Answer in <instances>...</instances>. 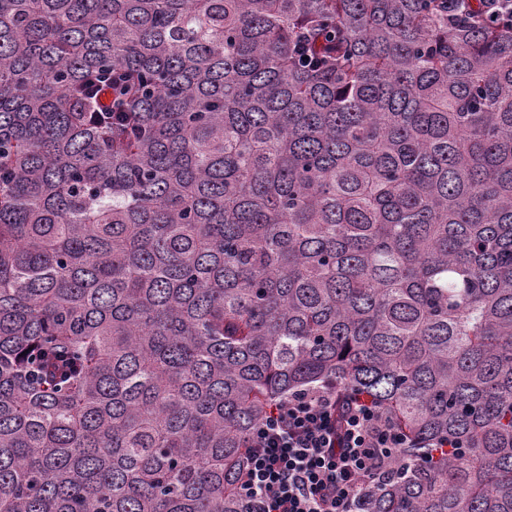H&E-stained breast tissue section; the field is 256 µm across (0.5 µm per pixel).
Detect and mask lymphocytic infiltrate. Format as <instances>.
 <instances>
[{
    "mask_svg": "<svg viewBox=\"0 0 512 512\" xmlns=\"http://www.w3.org/2000/svg\"><path fill=\"white\" fill-rule=\"evenodd\" d=\"M402 446L375 406L340 403L335 387L289 395L249 436L242 512H353Z\"/></svg>",
    "mask_w": 512,
    "mask_h": 512,
    "instance_id": "obj_1",
    "label": "lymphocytic infiltrate"
}]
</instances>
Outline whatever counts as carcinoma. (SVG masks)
Wrapping results in <instances>:
<instances>
[{"mask_svg":"<svg viewBox=\"0 0 512 512\" xmlns=\"http://www.w3.org/2000/svg\"><path fill=\"white\" fill-rule=\"evenodd\" d=\"M326 384L404 440L355 512H512V29L0 0V512H240Z\"/></svg>","mask_w":512,"mask_h":512,"instance_id":"carcinoma-1","label":"carcinoma"}]
</instances>
